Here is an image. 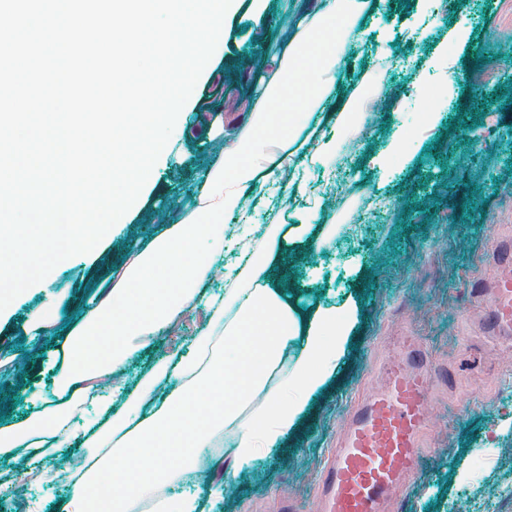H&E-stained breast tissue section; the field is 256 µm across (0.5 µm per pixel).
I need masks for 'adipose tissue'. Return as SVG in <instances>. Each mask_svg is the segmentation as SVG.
Wrapping results in <instances>:
<instances>
[{"instance_id":"obj_1","label":"adipose tissue","mask_w":512,"mask_h":512,"mask_svg":"<svg viewBox=\"0 0 512 512\" xmlns=\"http://www.w3.org/2000/svg\"><path fill=\"white\" fill-rule=\"evenodd\" d=\"M378 6L324 0L299 17L278 68L258 81L249 128L207 171L194 207L134 244L123 277L97 288L64 336V400L0 426L4 451L84 448L89 465L71 487L68 512H135L174 471L195 470L227 430L233 436L224 476L234 478L276 449L336 376L355 330L356 303L302 312L284 294L298 246L318 244L335 225L309 213L290 227L261 229L245 205L323 180L340 142L360 134L369 114L337 71ZM229 236L240 254L225 265L224 292L209 305L210 333L197 338L192 355L157 359L114 404L118 371L203 299L202 285Z\"/></svg>"}]
</instances>
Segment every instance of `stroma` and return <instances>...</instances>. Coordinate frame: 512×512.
<instances>
[{
  "label": "stroma",
  "mask_w": 512,
  "mask_h": 512,
  "mask_svg": "<svg viewBox=\"0 0 512 512\" xmlns=\"http://www.w3.org/2000/svg\"><path fill=\"white\" fill-rule=\"evenodd\" d=\"M504 0H452L448 11L425 21L422 0H382L340 74L359 85L365 67L377 66L379 37L393 36L391 67L376 96L390 109L375 115L365 145L339 178L345 203L329 187L290 195L256 210V224H291L319 212L337 220L333 239L305 247L292 271L289 299L301 310L357 300L358 322L343 366L316 396L302 426L279 449L240 470L210 512H318L317 482L354 402L375 382L378 367L399 337L411 334L428 348L436 378L429 389L431 452L415 478L395 494L392 512H512V340L472 332L498 278L490 261L497 237L512 238V12ZM318 0H239L224 19V34L179 113L180 123L221 129L203 142L171 139L155 164L140 203L119 219L91 255L31 289L0 317V345L11 350L0 364V422L25 419L56 393L60 354L53 341L29 329L34 310L56 304L62 322L78 316L86 297L106 276H120L134 241L157 228L158 212L191 206L206 169L248 125L253 61L267 45L288 42L298 9ZM464 40H456L459 27ZM482 71L481 84L467 80ZM442 97L437 121L405 159L372 163L410 120L407 104L427 90ZM206 308L195 306L157 333L147 351L126 368L135 383L149 362L191 351L208 330ZM85 468L83 449L50 454L25 471L14 453L0 455V512H28L34 500L60 504L68 495L60 474ZM224 468L208 460L193 477L169 483L142 502L162 512L164 497L190 485L207 489Z\"/></svg>",
  "instance_id": "obj_1"
}]
</instances>
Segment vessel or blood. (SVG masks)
Here are the masks:
<instances>
[{"label":"vessel or blood","instance_id":"vessel-or-blood-1","mask_svg":"<svg viewBox=\"0 0 512 512\" xmlns=\"http://www.w3.org/2000/svg\"><path fill=\"white\" fill-rule=\"evenodd\" d=\"M501 276L486 313L492 330L512 334V248L498 255ZM430 376L421 352L390 360L380 385L350 418L340 448L321 480L324 512H385L404 479L424 454L422 439L432 422Z\"/></svg>","mask_w":512,"mask_h":512}]
</instances>
